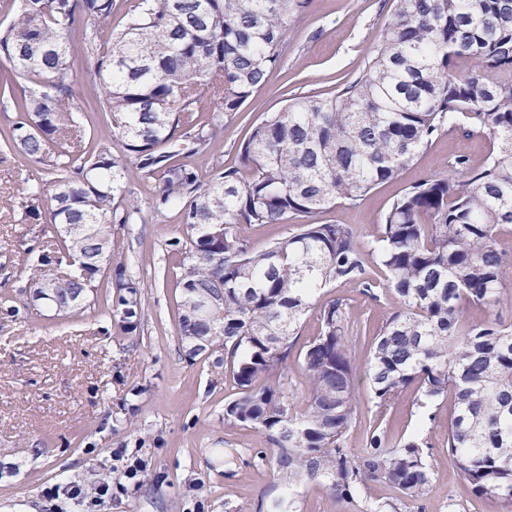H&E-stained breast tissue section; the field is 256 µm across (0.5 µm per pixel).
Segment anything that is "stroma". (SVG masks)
I'll return each mask as SVG.
<instances>
[{"instance_id":"35a3bbf8","label":"stroma","mask_w":512,"mask_h":512,"mask_svg":"<svg viewBox=\"0 0 512 512\" xmlns=\"http://www.w3.org/2000/svg\"><path fill=\"white\" fill-rule=\"evenodd\" d=\"M392 0H312L308 14L288 31L281 67L269 72L235 118L225 120L224 137L195 159L201 178L216 166L238 164V149L252 127L291 96H328L353 81L374 54L392 19ZM73 106L93 113L86 141L108 138L113 153L124 151L109 112L100 108L90 60L77 55ZM491 147L477 131L441 132L393 180L380 184L356 205L339 203L315 214L314 222L349 224L361 241H373L393 198L406 187L448 173L455 156L480 163ZM38 179L41 168L15 152L0 151V512H58L44 487L77 481L87 489L111 483L112 497L97 512H360L361 505L391 500L384 483L362 488L354 503L339 502L328 485L286 488L274 456L253 429L224 423V406L234 397L233 375L218 354L188 358L178 334L182 289L181 256L173 240L186 228L178 208L152 205L150 179L129 168L127 199L139 208L136 223L112 227V255L124 259L141 283V328L137 335L108 334L97 312L114 290L99 278L85 311L66 317L33 302L26 249L55 244L41 225L22 221L10 202L19 174ZM324 299L346 300L353 319L366 324L357 345L359 366L388 314L398 305L391 292L379 300L359 285L333 284ZM317 311L303 319L287 365L262 374L260 383L279 385L295 410H303L307 382L298 351L318 335ZM409 387L384 427L393 439L427 434L432 444V483L401 512H502L493 499L472 495L468 481L449 461L444 446L451 403L420 406ZM146 469L138 480L125 471L134 460Z\"/></svg>"}]
</instances>
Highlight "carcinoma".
<instances>
[{
	"instance_id": "obj_1",
	"label": "carcinoma",
	"mask_w": 512,
	"mask_h": 512,
	"mask_svg": "<svg viewBox=\"0 0 512 512\" xmlns=\"http://www.w3.org/2000/svg\"><path fill=\"white\" fill-rule=\"evenodd\" d=\"M312 0H136L126 28L112 31L115 0H22L23 14L0 29V99L16 118L0 147L40 165L43 179L21 180L18 208L29 224L51 225L57 249L41 251L31 287L49 288L44 306L61 315L83 308L97 278L116 289L100 319L125 336L140 325V284L112 259V225L133 165L154 181L156 209L180 206L178 333L186 355L224 351L237 385L224 424L247 425L272 449L282 483L326 482L350 503L370 482L389 485L397 502L367 512H398L432 481L425 449L412 436L395 442L382 424L406 388L426 401L448 396L444 439L449 460L473 492L512 512V323L474 320L469 305H512V261L497 245L512 226V0H393L392 20L362 76L333 96L282 106L240 146L249 170L219 167L201 182L188 160L223 139L211 103L236 115L283 63L290 25ZM94 61L101 105L124 139L87 145L85 113L70 104L72 58ZM42 90L18 97L16 79ZM463 124L492 144L478 167L466 156L448 176L425 178L398 194L376 239L349 224L300 225L298 232L252 252L239 224H286L339 201L357 204L394 179L439 132ZM466 173L469 179L459 180ZM53 187L44 208V187ZM385 272L372 276L369 260ZM357 283L400 308L375 337L365 370L373 415L357 453L347 446L361 394L353 355L364 336L342 298L319 308L321 330L301 351L309 385L295 411L277 387L257 379L288 361L300 323L321 290Z\"/></svg>"
}]
</instances>
